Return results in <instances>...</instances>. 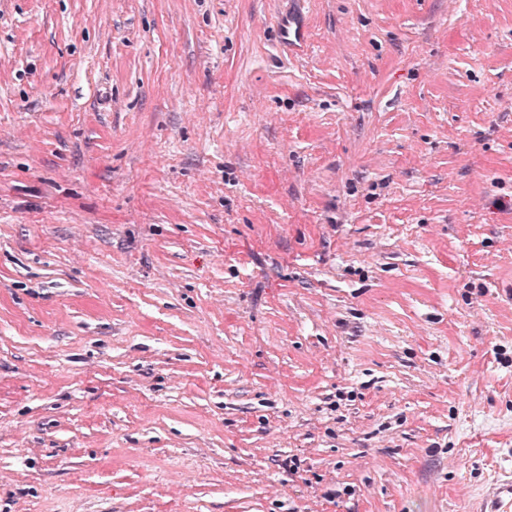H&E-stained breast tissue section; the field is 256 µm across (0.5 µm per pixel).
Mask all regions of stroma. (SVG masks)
Segmentation results:
<instances>
[{
    "label": "stroma",
    "mask_w": 512,
    "mask_h": 512,
    "mask_svg": "<svg viewBox=\"0 0 512 512\" xmlns=\"http://www.w3.org/2000/svg\"><path fill=\"white\" fill-rule=\"evenodd\" d=\"M0 0V512H482L512 475V0ZM278 34L280 42L297 50L307 47L308 32L303 19L286 12L279 19Z\"/></svg>",
    "instance_id": "35a3bbf8"
}]
</instances>
